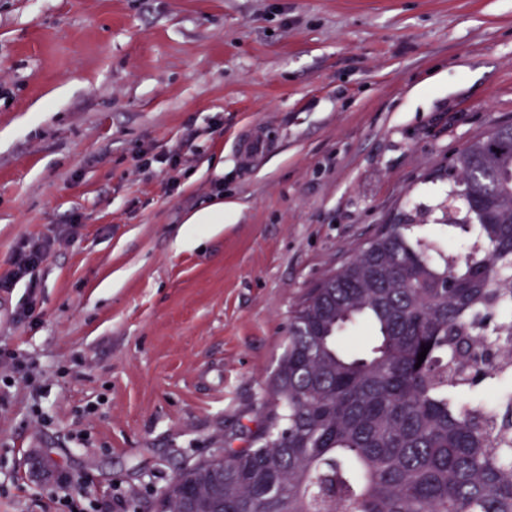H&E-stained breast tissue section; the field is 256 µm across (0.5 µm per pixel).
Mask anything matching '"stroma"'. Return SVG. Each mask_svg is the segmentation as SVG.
I'll use <instances>...</instances> for the list:
<instances>
[{"label": "stroma", "mask_w": 512, "mask_h": 512, "mask_svg": "<svg viewBox=\"0 0 512 512\" xmlns=\"http://www.w3.org/2000/svg\"><path fill=\"white\" fill-rule=\"evenodd\" d=\"M510 123L512 0H0V278L60 240L0 291V512H155L246 447L295 304ZM232 212V207L226 208L224 212V203L205 207L188 217L184 223L186 224V232L189 233V235H195L199 224H223L224 215L225 218H229ZM57 238L37 237L27 239L12 258V270L7 278L0 279V290L8 292L18 282L26 281L30 292L38 287L35 272L49 258Z\"/></svg>", "instance_id": "35a3bbf8"}]
</instances>
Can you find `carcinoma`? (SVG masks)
Instances as JSON below:
<instances>
[{
  "label": "carcinoma",
  "instance_id": "cac0c4a2",
  "mask_svg": "<svg viewBox=\"0 0 512 512\" xmlns=\"http://www.w3.org/2000/svg\"><path fill=\"white\" fill-rule=\"evenodd\" d=\"M445 175L435 224L465 253L381 225L293 308L248 446L184 470L167 512H512V125Z\"/></svg>",
  "mask_w": 512,
  "mask_h": 512
}]
</instances>
